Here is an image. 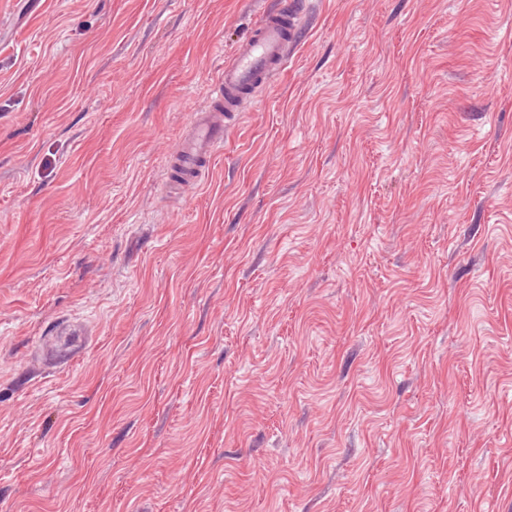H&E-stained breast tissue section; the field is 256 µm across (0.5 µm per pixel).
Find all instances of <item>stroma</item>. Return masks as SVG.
<instances>
[{"mask_svg":"<svg viewBox=\"0 0 512 512\" xmlns=\"http://www.w3.org/2000/svg\"><path fill=\"white\" fill-rule=\"evenodd\" d=\"M0 0V512H512V0ZM306 22V10L294 0H284L261 12L248 36L225 60L224 70L212 84L208 104L190 114L187 133L172 156L167 180L190 187L209 173L248 105L267 92L287 68Z\"/></svg>","mask_w":512,"mask_h":512,"instance_id":"1","label":"stroma"}]
</instances>
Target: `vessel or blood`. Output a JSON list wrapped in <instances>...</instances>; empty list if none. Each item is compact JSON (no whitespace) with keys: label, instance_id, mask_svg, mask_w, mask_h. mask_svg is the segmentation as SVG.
Instances as JSON below:
<instances>
[{"label":"vessel or blood","instance_id":"obj_1","mask_svg":"<svg viewBox=\"0 0 512 512\" xmlns=\"http://www.w3.org/2000/svg\"><path fill=\"white\" fill-rule=\"evenodd\" d=\"M306 22L299 0H280L261 12L248 36L225 60L208 104L191 113L188 130L167 170L169 181L190 187L208 174L248 105L267 92L287 68Z\"/></svg>","mask_w":512,"mask_h":512}]
</instances>
